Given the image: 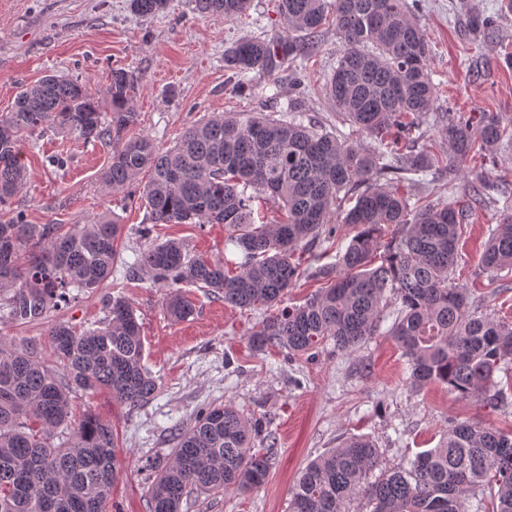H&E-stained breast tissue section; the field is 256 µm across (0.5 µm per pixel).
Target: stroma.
Segmentation results:
<instances>
[{"label":"stroma","instance_id":"1","mask_svg":"<svg viewBox=\"0 0 512 512\" xmlns=\"http://www.w3.org/2000/svg\"><path fill=\"white\" fill-rule=\"evenodd\" d=\"M463 2L422 0L417 13L430 44L428 68L437 87L436 120L421 145L438 153L445 149L440 120L447 114L476 122L489 112L512 120V68L503 58L512 52V12L503 9V0H472L497 16L493 40L478 44L465 27ZM278 3L253 0L246 19L227 22L199 15L194 0H169L167 10L151 19L134 14L129 0H0V114L11 109L23 87L45 75L67 76L99 89L112 70L122 68L139 80L133 132L150 137L163 150L193 121L214 113L283 117L293 93L287 72H280L278 93L270 96L262 93L264 80L258 74H250L251 89L239 93L224 70V51L239 38L283 35L286 24ZM315 42L306 62L303 108L328 130L350 134L349 126L337 125L325 95L341 39L327 26ZM24 150L29 179L13 206L28 223L87 224L110 210L124 227L117 241L119 263L103 288L78 294L44 324L22 326L0 313V336L42 341L51 322L79 331L98 327L112 297L122 296L133 307L142 329L144 363L158 381L155 396L132 409L104 391L71 395L74 417L94 412L111 423L118 437L120 472L108 512H149L150 463L166 461L177 429L212 404L229 402L259 419L265 436L255 447H274L273 464L258 490L193 495L182 512H288L302 468L353 435L375 442L380 451L377 472H383L435 447L453 421H478L512 433V406L494 410L440 385L411 393L405 385L407 361L383 326L352 351L338 350L330 339L304 355L289 354L281 346L258 351L248 337L274 315V308L234 309L193 286L182 289L194 307L192 315L172 320L165 309L166 289L146 275L128 276L127 265L135 263L147 240L169 238L183 240L191 254L241 262V252L225 241L223 225L160 224L150 239H142L136 229L149 218L139 188L147 174L113 195L100 182L111 147L47 131L29 138ZM479 174L512 183V147L491 158L477 154L467 159L452 181L457 208L467 205L463 183ZM499 216V206L491 202L470 214L455 275L475 288L474 308L512 322V269L490 274L479 265ZM356 233L353 225H337L332 238L304 253L290 304H302L321 288L315 269L335 264Z\"/></svg>","mask_w":512,"mask_h":512}]
</instances>
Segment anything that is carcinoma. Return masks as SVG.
Instances as JSON below:
<instances>
[{"label":"carcinoma","instance_id":"obj_1","mask_svg":"<svg viewBox=\"0 0 512 512\" xmlns=\"http://www.w3.org/2000/svg\"><path fill=\"white\" fill-rule=\"evenodd\" d=\"M194 2L199 14L226 21L242 19L252 7V0ZM167 4L130 0L145 19ZM279 11L288 39L242 38L224 51L226 70L241 79L261 73L276 88L274 72L286 64L299 88L311 38L331 24L343 50L327 98L336 121L372 144L305 123L298 95L288 100V120L263 112L213 114L162 151L147 136L126 137L138 120L132 72L112 70L100 94L76 79L46 75L0 115V307L19 325L42 323L68 304L71 289L91 292L112 276L122 233L116 216L103 212L69 228L30 224L13 200L26 188L22 146L33 134L51 129L84 142L115 138L121 147L102 174L106 189L119 192L142 170L151 172L141 192L150 220L138 226L141 238H149L155 224H222L244 255L233 272L219 260L190 255L176 239L140 252L130 272L169 289L166 310L173 320L192 313L182 284L221 295L232 308L284 302L300 275L296 252L331 238L341 214L342 223L357 224L361 232L336 266L315 270L326 287L263 321L250 336L252 346L305 354L330 338L337 348L353 350L384 321L391 293L400 307L389 335L407 360L409 389L438 384L463 398L502 405L512 384L494 376L512 364V323L473 310V289L453 276L464 210L440 199L412 204L401 186L409 174H454L477 150L496 154L512 142V123L493 114L476 127L452 118L442 129L447 153L417 149L436 89L427 36L408 0H279ZM466 15L475 39H493L494 17L472 4ZM464 193L476 208L509 190L480 176ZM261 197L277 204L279 216L261 219L254 208ZM348 198L354 205L341 209ZM385 224L396 232L383 245L378 232ZM480 265L489 273L512 269L507 203ZM48 342L47 353L35 341L0 337V512H106L119 472L118 439L94 414L71 424L70 395L106 389L130 408L147 403L157 380L144 364L141 326L130 303L115 297L101 326L79 332L57 323ZM68 426L66 440L54 443L58 429ZM261 428L230 403L200 412L179 429L170 462L147 486L150 512H180L191 490L247 493L261 486L272 465L271 455L252 451ZM378 461L371 440L350 437L306 465L289 512H344L361 491L372 512H485L486 487L493 491L492 512H512V438L479 422L451 423L438 445L417 453L409 468L363 484Z\"/></svg>","mask_w":512,"mask_h":512}]
</instances>
